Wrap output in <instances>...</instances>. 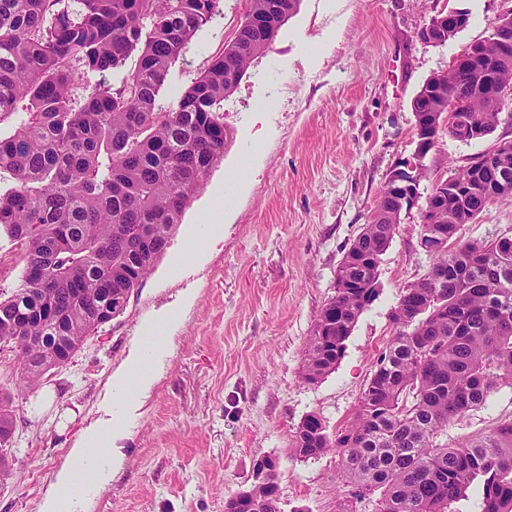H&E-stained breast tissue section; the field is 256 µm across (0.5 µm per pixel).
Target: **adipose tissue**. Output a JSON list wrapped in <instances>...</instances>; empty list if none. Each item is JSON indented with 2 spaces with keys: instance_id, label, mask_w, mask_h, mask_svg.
<instances>
[{
  "instance_id": "adipose-tissue-1",
  "label": "adipose tissue",
  "mask_w": 512,
  "mask_h": 512,
  "mask_svg": "<svg viewBox=\"0 0 512 512\" xmlns=\"http://www.w3.org/2000/svg\"><path fill=\"white\" fill-rule=\"evenodd\" d=\"M194 293H186L178 311H168L149 323L144 338L130 351L112 377L108 409L80 434L69 461L55 475L40 512H87L91 492L122 470L124 454L117 442L139 399L153 386L168 353L169 332L177 329L178 312L192 306Z\"/></svg>"
}]
</instances>
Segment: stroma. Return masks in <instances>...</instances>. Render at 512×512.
Masks as SVG:
<instances>
[{"label":"stroma","mask_w":512,"mask_h":512,"mask_svg":"<svg viewBox=\"0 0 512 512\" xmlns=\"http://www.w3.org/2000/svg\"><path fill=\"white\" fill-rule=\"evenodd\" d=\"M247 7L248 0H224L197 32L159 93L164 108L177 107ZM446 7L468 11L469 25L439 46L419 41L417 30ZM511 8L512 0H301L225 100L224 157L125 311L34 390L23 383L15 348L0 345V394L10 399L15 423V465L0 484V512H39L74 441L101 416L112 373L145 319L188 289L196 303L127 426L126 467L97 490L88 512H224L226 498L251 485L263 456L278 463L282 512H337L348 495L338 457L299 459L294 432L310 413L331 433L352 417L393 333L402 288L432 263L418 235L426 196L436 180L512 140V101L484 139L465 143L440 133L424 160L420 197L402 212L382 257L378 298L359 317L335 371L314 384L302 378L308 338L390 175L416 160L413 98ZM218 208L224 235L213 239L208 216ZM461 235L512 237V197L491 203ZM509 419L512 387L505 385L449 425L448 443L462 445Z\"/></svg>","instance_id":"35a3bbf8"}]
</instances>
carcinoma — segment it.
<instances>
[{
	"label": "carcinoma",
	"instance_id": "obj_1",
	"mask_svg": "<svg viewBox=\"0 0 512 512\" xmlns=\"http://www.w3.org/2000/svg\"><path fill=\"white\" fill-rule=\"evenodd\" d=\"M282 1L286 9L272 12ZM222 0H0V232L23 247L22 282L0 300V344L21 355L28 387L99 332L112 298L132 294L170 244L186 207L224 157L228 130L220 105L248 68L272 46L300 0H248L251 26L224 43L182 95L163 109L159 92L169 69ZM147 38H142L144 28ZM492 35L512 48V16ZM139 51L123 85L106 73ZM512 91V51L497 61ZM103 76L79 95L84 75ZM473 108L472 121L448 127L464 142L492 134L496 105L475 93L469 71L431 75L412 101L417 137L437 142L444 121L441 86ZM461 189L439 209L427 197L419 235L445 229L433 263L400 293L394 332L378 357L350 421L336 435L320 416L296 429L294 455L307 461L336 452L350 498L339 512H457L477 494V512H512V420L465 446L440 440L448 425L487 404L499 385H512V246L501 239L462 240L496 200L488 182L463 166L447 178ZM401 196L382 190L337 270L348 280L322 308L304 354L303 378L318 382L336 369L360 315L380 293L379 268L401 214ZM422 299L419 331L404 328ZM46 338L43 346L29 344ZM54 336L69 337L50 349ZM277 486H259L264 512H281Z\"/></svg>",
	"mask_w": 512,
	"mask_h": 512
}]
</instances>
